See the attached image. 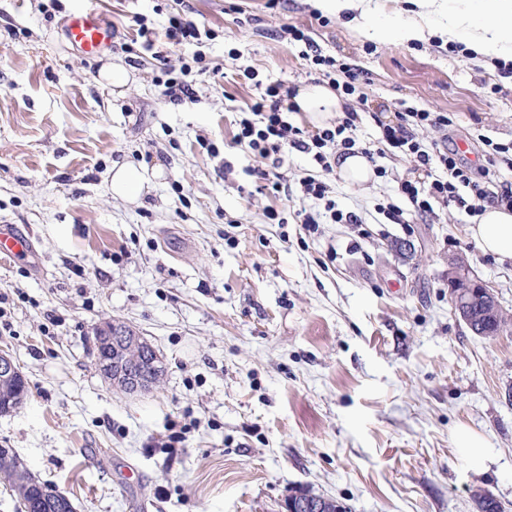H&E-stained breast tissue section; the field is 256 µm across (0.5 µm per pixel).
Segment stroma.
<instances>
[{
  "label": "stroma",
  "mask_w": 512,
  "mask_h": 512,
  "mask_svg": "<svg viewBox=\"0 0 512 512\" xmlns=\"http://www.w3.org/2000/svg\"><path fill=\"white\" fill-rule=\"evenodd\" d=\"M96 2L119 32L88 57L63 28L84 0H0V225L39 256H0V353L29 389L0 415V448L76 512H284L297 487L349 512H478L481 494L512 512V331L472 335L448 294L463 258L512 317V258L483 252L462 212L385 223L379 207L409 174L393 158L383 178H331L365 234L267 223L269 209L319 210L298 191L311 158L283 167L291 195L252 196L257 161L234 144L255 80L319 79L304 44L280 38L287 23L362 71L367 143L408 105L449 118L424 143L448 137L477 162L483 140L512 141V74L437 37L376 41L310 0ZM182 5L211 28L204 53L223 72L193 76V101L174 105L129 25L142 13L164 31ZM113 64L127 88L102 80ZM117 162L145 169L139 200L113 196ZM108 318L162 356L153 391L97 371L93 329ZM463 428L484 440L483 465L459 451Z\"/></svg>",
  "instance_id": "35a3bbf8"
}]
</instances>
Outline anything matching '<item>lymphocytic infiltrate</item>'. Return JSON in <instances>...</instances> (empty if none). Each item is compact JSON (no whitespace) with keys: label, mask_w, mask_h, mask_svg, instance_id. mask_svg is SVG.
I'll return each instance as SVG.
<instances>
[{"label":"lymphocytic infiltrate","mask_w":512,"mask_h":512,"mask_svg":"<svg viewBox=\"0 0 512 512\" xmlns=\"http://www.w3.org/2000/svg\"><path fill=\"white\" fill-rule=\"evenodd\" d=\"M134 23L142 48L151 52L153 59L162 67L161 97L174 104L192 100L194 92L188 80L190 69L185 65H170L168 50L180 46L195 47L194 64H197L199 73H208L210 67L198 47L209 38V29L186 13L177 12L169 16L165 41L160 44L155 40V32L146 15H136ZM308 60L311 68L320 71L334 91L344 98L342 119L337 124L311 132L294 126L288 115L297 109V88L277 79L259 84L257 96L242 110L243 116L234 140L243 152L262 162L261 167L252 171L255 191L261 195L287 192L288 185L284 183L280 169L288 150L311 155L315 168L300 179V192L303 197L322 202L323 208L313 213H298V222L305 231L317 232L323 224H348L361 228L362 216L337 209L329 180L337 158L354 151L360 152L372 164L375 175L381 178L387 174L380 163L385 155H393L409 164L411 175L400 180L397 191L418 216L434 214L439 207H453L471 217L481 215L489 205L512 208L511 190L494 191L484 183L489 166L499 163L512 167V143H490L484 154L486 168L472 169L460 161L457 150L450 148L447 141L427 146L418 137L419 129L427 126L447 128V114L413 108L400 113L396 123L381 125L378 147L358 146L355 132L362 114L354 108L352 101L361 95L362 72L349 63L337 62L318 51L309 55Z\"/></svg>","instance_id":"f902f5d3"}]
</instances>
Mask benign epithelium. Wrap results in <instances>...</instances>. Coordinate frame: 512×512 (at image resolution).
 <instances>
[{
    "instance_id": "benign-epithelium-1",
    "label": "benign epithelium",
    "mask_w": 512,
    "mask_h": 512,
    "mask_svg": "<svg viewBox=\"0 0 512 512\" xmlns=\"http://www.w3.org/2000/svg\"><path fill=\"white\" fill-rule=\"evenodd\" d=\"M468 281L481 288V292L496 300L490 287L469 276V269L462 264L457 279L448 280L449 299L453 314L460 320L469 321V307L466 297L457 290V281ZM96 363L99 371L120 389L129 392H145L155 387V375L165 369L163 362L151 346L145 345L142 337L124 323L106 320L95 328ZM142 345L145 347L139 362L129 363L126 348ZM21 377L11 356L0 354V387L12 385ZM284 512H343L337 502L325 497H305L298 493L283 504Z\"/></svg>"
}]
</instances>
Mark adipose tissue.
Segmentation results:
<instances>
[{
	"instance_id": "adipose-tissue-1",
	"label": "adipose tissue",
	"mask_w": 512,
	"mask_h": 512,
	"mask_svg": "<svg viewBox=\"0 0 512 512\" xmlns=\"http://www.w3.org/2000/svg\"><path fill=\"white\" fill-rule=\"evenodd\" d=\"M418 11L401 26L378 24L374 35L380 40L405 42L426 40L433 33L446 35L448 42L465 43L470 50L490 59L512 60V0H415ZM296 103L308 121L324 126L344 101L325 83L299 88ZM470 234L487 253L512 258V211L486 206Z\"/></svg>"
}]
</instances>
